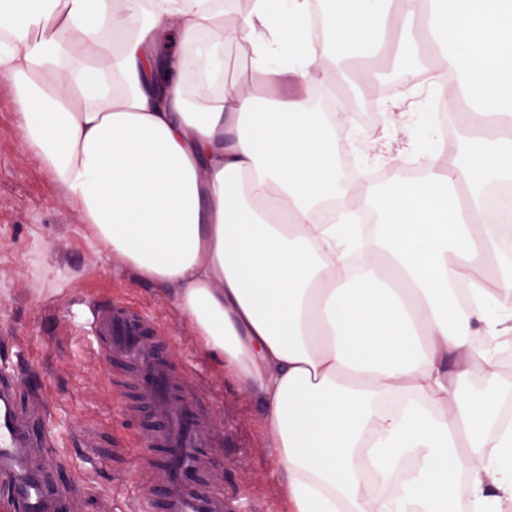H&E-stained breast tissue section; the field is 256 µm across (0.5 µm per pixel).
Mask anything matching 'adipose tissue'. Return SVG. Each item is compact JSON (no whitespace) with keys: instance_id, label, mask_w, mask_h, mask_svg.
Wrapping results in <instances>:
<instances>
[{"instance_id":"adipose-tissue-1","label":"adipose tissue","mask_w":512,"mask_h":512,"mask_svg":"<svg viewBox=\"0 0 512 512\" xmlns=\"http://www.w3.org/2000/svg\"><path fill=\"white\" fill-rule=\"evenodd\" d=\"M238 2L0 0L24 145L261 400L290 512H503L512 0H330L316 18L311 0H249L224 26ZM204 33L244 48L260 85L189 87ZM387 55L410 89L438 59L463 146L444 160L391 111L351 177L341 86ZM412 153L427 175L376 190L373 167Z\"/></svg>"}]
</instances>
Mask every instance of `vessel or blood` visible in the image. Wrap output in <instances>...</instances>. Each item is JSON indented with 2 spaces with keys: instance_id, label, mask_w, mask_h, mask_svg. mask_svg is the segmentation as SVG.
<instances>
[{
  "instance_id": "1",
  "label": "vessel or blood",
  "mask_w": 512,
  "mask_h": 512,
  "mask_svg": "<svg viewBox=\"0 0 512 512\" xmlns=\"http://www.w3.org/2000/svg\"><path fill=\"white\" fill-rule=\"evenodd\" d=\"M97 348L113 389L133 379L138 401L120 399L122 419L140 430L139 456L153 477L147 512H226L224 475L208 468L215 421L164 355L167 339L149 315L115 301L96 307ZM20 381L0 380V512H74L57 479L48 417L31 424L18 411Z\"/></svg>"
}]
</instances>
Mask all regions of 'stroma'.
Masks as SVG:
<instances>
[{"label":"stroma","instance_id":"obj_1","mask_svg":"<svg viewBox=\"0 0 512 512\" xmlns=\"http://www.w3.org/2000/svg\"><path fill=\"white\" fill-rule=\"evenodd\" d=\"M372 86L348 92L360 130L380 137L381 102L429 129L442 102L433 87L403 90L390 62ZM125 300L148 313L169 340L174 368L216 415L211 460L224 470L228 512H288L285 484L264 430L265 410L224 379L189 321L161 285L144 281L99 246L84 216L24 148L14 86L0 74V372L20 378L17 401L31 414L32 394L53 419L63 480L76 486V512H142L154 486L134 454L136 438L122 424L118 398L91 332L93 307Z\"/></svg>","mask_w":512,"mask_h":512}]
</instances>
